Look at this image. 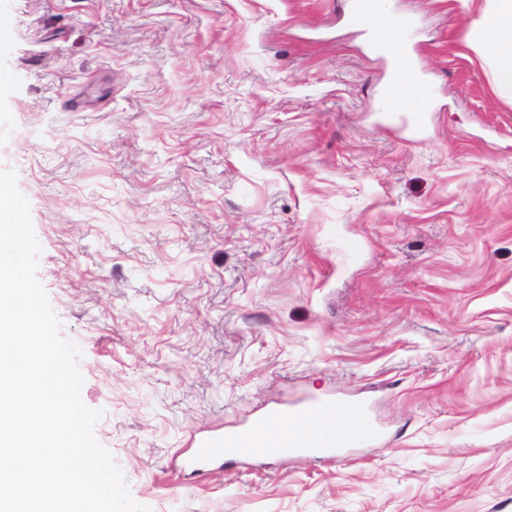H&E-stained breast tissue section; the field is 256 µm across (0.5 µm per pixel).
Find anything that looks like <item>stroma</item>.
Segmentation results:
<instances>
[{"label":"stroma","mask_w":512,"mask_h":512,"mask_svg":"<svg viewBox=\"0 0 512 512\" xmlns=\"http://www.w3.org/2000/svg\"><path fill=\"white\" fill-rule=\"evenodd\" d=\"M426 128L347 0H0V167L82 350L94 433L151 512H512V75L494 0H392ZM364 401L331 461L189 477L199 433ZM493 13L484 14L475 23L477 39L472 48L477 53L490 46L512 63V1L496 0Z\"/></svg>","instance_id":"35a3bbf8"}]
</instances>
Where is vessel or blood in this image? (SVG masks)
<instances>
[{"mask_svg":"<svg viewBox=\"0 0 512 512\" xmlns=\"http://www.w3.org/2000/svg\"><path fill=\"white\" fill-rule=\"evenodd\" d=\"M344 21L347 26L371 36L376 52L393 59L394 64L384 89L390 111L403 114L408 125L423 129L428 116L425 111L408 109L405 100L410 93L430 99L431 88L404 48L413 35L410 17L401 12H384L380 0H351ZM332 405L313 402L284 410L273 409L262 414L251 425L234 430H213L191 443L192 450L183 457L180 469L202 475L221 468L225 459H257L263 457L316 460L337 458L347 448L371 444L378 436L367 419L363 405L350 406L353 423L339 426L331 418ZM289 434H282V427Z\"/></svg>","mask_w":512,"mask_h":512,"instance_id":"obj_1","label":"vessel or blood"}]
</instances>
